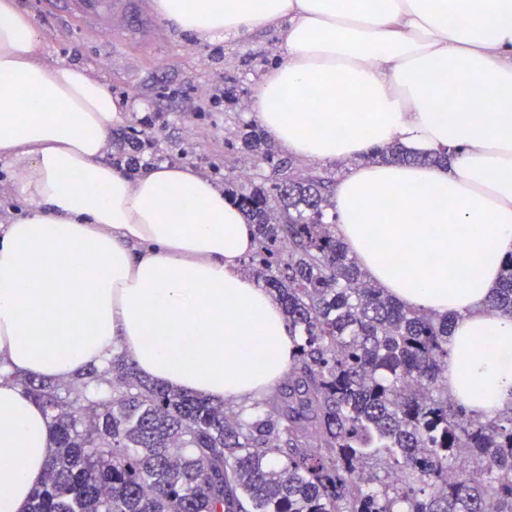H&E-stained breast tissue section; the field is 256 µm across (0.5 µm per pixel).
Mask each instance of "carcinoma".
<instances>
[{"mask_svg": "<svg viewBox=\"0 0 512 512\" xmlns=\"http://www.w3.org/2000/svg\"><path fill=\"white\" fill-rule=\"evenodd\" d=\"M242 142L271 155L256 126ZM369 157L448 161L397 144ZM224 185L254 228L248 270L298 336L288 384L245 419L123 354L60 384L17 375L52 430L28 512H512V408L480 419L448 396L449 317L368 279L336 235L325 178L290 173L271 194L250 177ZM489 307L512 317V256ZM380 459L385 474H366Z\"/></svg>", "mask_w": 512, "mask_h": 512, "instance_id": "obj_1", "label": "carcinoma"}]
</instances>
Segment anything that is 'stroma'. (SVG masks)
<instances>
[{"label": "stroma", "mask_w": 512, "mask_h": 512, "mask_svg": "<svg viewBox=\"0 0 512 512\" xmlns=\"http://www.w3.org/2000/svg\"><path fill=\"white\" fill-rule=\"evenodd\" d=\"M121 2L108 34L47 0L18 5L44 32L46 52L103 77L115 98L138 103V111L112 126L115 134L134 128L151 139L137 155L138 167L179 163L219 183L229 169L251 174L268 189L279 183L285 152L273 150L266 159L240 140L254 122L248 103L278 53L275 33L202 43L161 19L153 0Z\"/></svg>", "instance_id": "1"}]
</instances>
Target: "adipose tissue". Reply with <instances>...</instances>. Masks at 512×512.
Instances as JSON below:
<instances>
[{
    "mask_svg": "<svg viewBox=\"0 0 512 512\" xmlns=\"http://www.w3.org/2000/svg\"><path fill=\"white\" fill-rule=\"evenodd\" d=\"M201 41L276 29L250 110L271 142L346 162L336 229L368 276L452 315L448 394L472 416L512 406V318L490 312L512 257V0H154ZM0 0V163L25 217L0 225V512H25L51 445L19 375L66 382L121 352L150 379L249 411L288 372L293 331L242 269L250 224L210 176L106 159L132 108L50 58ZM397 143L444 165L373 163ZM480 232L463 236L465 226Z\"/></svg>",
    "mask_w": 512,
    "mask_h": 512,
    "instance_id": "obj_1",
    "label": "adipose tissue"
}]
</instances>
